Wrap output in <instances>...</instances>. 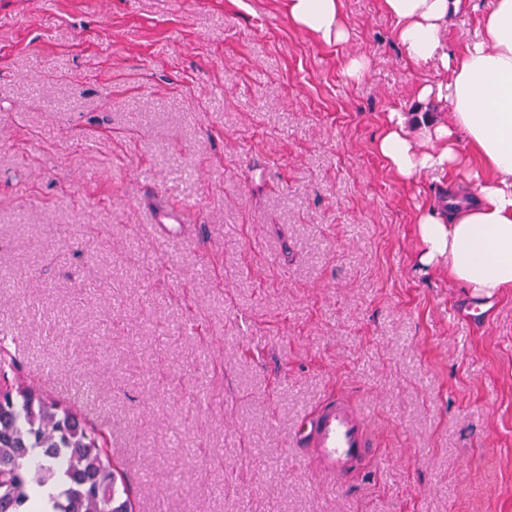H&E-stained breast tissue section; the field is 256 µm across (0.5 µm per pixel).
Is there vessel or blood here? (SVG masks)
I'll return each instance as SVG.
<instances>
[{
    "label": "vessel or blood",
    "instance_id": "b4317fda",
    "mask_svg": "<svg viewBox=\"0 0 512 512\" xmlns=\"http://www.w3.org/2000/svg\"><path fill=\"white\" fill-rule=\"evenodd\" d=\"M149 220L174 239L184 221V211L179 207L158 208L150 211ZM296 438L308 458L319 465L328 487L333 488L371 453V419L366 411L350 406L344 399L332 398L302 419Z\"/></svg>",
    "mask_w": 512,
    "mask_h": 512
}]
</instances>
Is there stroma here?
<instances>
[{
	"mask_svg": "<svg viewBox=\"0 0 512 512\" xmlns=\"http://www.w3.org/2000/svg\"><path fill=\"white\" fill-rule=\"evenodd\" d=\"M344 14L328 45L285 0H0V334L138 512H512V290L463 320L415 224L447 175L375 149L391 111L448 121L441 75L383 0ZM337 396L375 451L328 491L294 428ZM149 220L153 227H158L169 239L177 238L184 221V211L180 207H163L149 210Z\"/></svg>",
	"mask_w": 512,
	"mask_h": 512,
	"instance_id": "1",
	"label": "stroma"
}]
</instances>
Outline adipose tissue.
I'll use <instances>...</instances> for the list:
<instances>
[{"instance_id":"adipose-tissue-1","label":"adipose tissue","mask_w":512,"mask_h":512,"mask_svg":"<svg viewBox=\"0 0 512 512\" xmlns=\"http://www.w3.org/2000/svg\"><path fill=\"white\" fill-rule=\"evenodd\" d=\"M344 0H287L288 17L327 44L349 33ZM469 0H384L394 35L407 60L434 64L444 78L418 86L421 102L445 101L449 122L390 112L375 148L401 180L426 170L456 171L468 154L481 169L471 182L449 180L447 205L427 207L417 218L424 263H443L448 276L473 297L512 289V0H493L478 39L463 52L444 49L449 21Z\"/></svg>"}]
</instances>
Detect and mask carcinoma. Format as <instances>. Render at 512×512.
<instances>
[{"mask_svg": "<svg viewBox=\"0 0 512 512\" xmlns=\"http://www.w3.org/2000/svg\"><path fill=\"white\" fill-rule=\"evenodd\" d=\"M116 473L72 412L20 385L0 396V512H133Z\"/></svg>", "mask_w": 512, "mask_h": 512, "instance_id": "carcinoma-1", "label": "carcinoma"}]
</instances>
